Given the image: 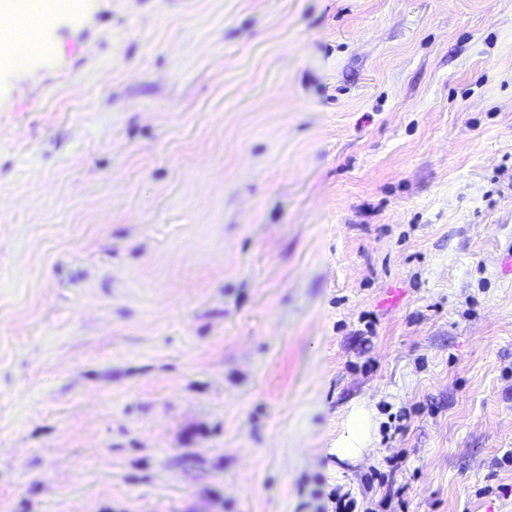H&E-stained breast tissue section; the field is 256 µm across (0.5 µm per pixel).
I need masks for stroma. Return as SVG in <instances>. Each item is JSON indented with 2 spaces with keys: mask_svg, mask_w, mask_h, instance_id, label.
<instances>
[{
  "mask_svg": "<svg viewBox=\"0 0 512 512\" xmlns=\"http://www.w3.org/2000/svg\"><path fill=\"white\" fill-rule=\"evenodd\" d=\"M39 39L0 60V512H512V0ZM371 419L364 410L355 411L345 432L336 438L329 449L330 454L339 460H355L364 451L363 448L371 430Z\"/></svg>",
  "mask_w": 512,
  "mask_h": 512,
  "instance_id": "obj_1",
  "label": "stroma"
}]
</instances>
